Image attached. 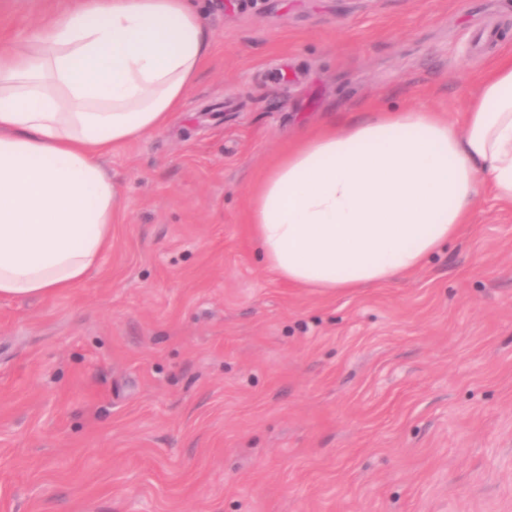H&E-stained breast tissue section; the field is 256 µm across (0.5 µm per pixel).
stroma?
<instances>
[{"label": "stroma", "instance_id": "stroma-1", "mask_svg": "<svg viewBox=\"0 0 512 512\" xmlns=\"http://www.w3.org/2000/svg\"><path fill=\"white\" fill-rule=\"evenodd\" d=\"M209 62L104 161L112 247L0 300V512H512V207L349 293L269 269L250 186L299 134L460 124L512 0H195ZM65 0H0L23 43Z\"/></svg>", "mask_w": 512, "mask_h": 512}]
</instances>
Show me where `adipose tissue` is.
<instances>
[{
  "mask_svg": "<svg viewBox=\"0 0 512 512\" xmlns=\"http://www.w3.org/2000/svg\"><path fill=\"white\" fill-rule=\"evenodd\" d=\"M210 53L191 0H79L0 45V299L79 287L119 221L103 165L163 130ZM457 130L420 107L299 136L253 186L251 234L289 284L397 281L512 206V56L482 76Z\"/></svg>",
  "mask_w": 512,
  "mask_h": 512,
  "instance_id": "1",
  "label": "adipose tissue"
}]
</instances>
